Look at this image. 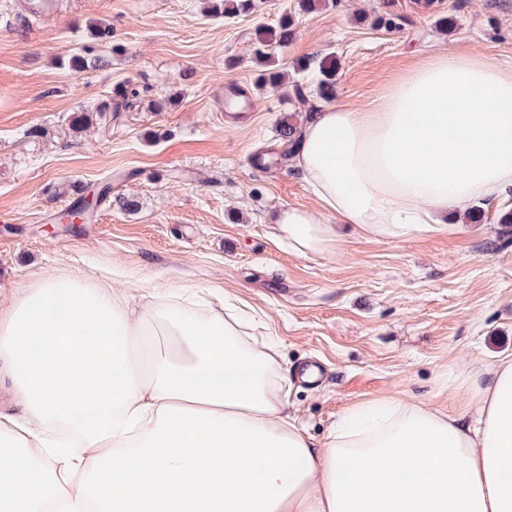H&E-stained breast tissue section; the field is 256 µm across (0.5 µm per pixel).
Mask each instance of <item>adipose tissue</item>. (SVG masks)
Returning <instances> with one entry per match:
<instances>
[{"instance_id": "1", "label": "adipose tissue", "mask_w": 512, "mask_h": 512, "mask_svg": "<svg viewBox=\"0 0 512 512\" xmlns=\"http://www.w3.org/2000/svg\"><path fill=\"white\" fill-rule=\"evenodd\" d=\"M317 205L281 209L301 257L342 227L401 241L512 196V67L430 53L358 110L328 99L292 161ZM275 344L239 308L47 273L0 308V512H512V357L474 370L471 409L348 408L323 444L288 411Z\"/></svg>"}]
</instances>
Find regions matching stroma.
<instances>
[{"label":"stroma","mask_w":512,"mask_h":512,"mask_svg":"<svg viewBox=\"0 0 512 512\" xmlns=\"http://www.w3.org/2000/svg\"><path fill=\"white\" fill-rule=\"evenodd\" d=\"M0 0V307L45 272L110 280L115 288L163 281L241 303L256 342L274 340L289 376L288 410L323 442L348 407L374 398L463 409L459 388L474 361L512 356V241L484 205L465 234L366 240L300 257L269 220L315 206L292 166H260L280 149L277 123L297 109L292 86L257 90L251 46L259 27L297 0H256L248 15L209 13L208 0ZM402 18L372 28L379 13ZM451 18L449 32L439 17ZM109 25V41L91 30ZM92 45L105 66L75 72ZM478 53L512 66V0H338L298 15L284 69L331 52L336 95L377 100L428 54ZM122 84L131 107L74 116ZM111 180L113 201L84 224L59 225L78 187ZM136 197L134 212L117 196ZM317 365V383L300 379Z\"/></svg>","instance_id":"1"}]
</instances>
